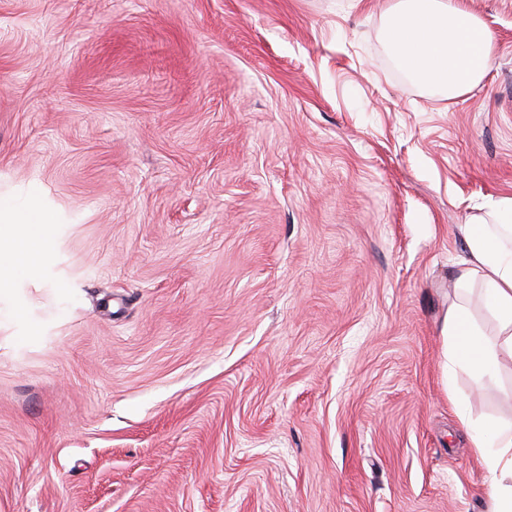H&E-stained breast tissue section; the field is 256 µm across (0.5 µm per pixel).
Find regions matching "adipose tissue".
<instances>
[{"instance_id":"1","label":"adipose tissue","mask_w":512,"mask_h":512,"mask_svg":"<svg viewBox=\"0 0 512 512\" xmlns=\"http://www.w3.org/2000/svg\"><path fill=\"white\" fill-rule=\"evenodd\" d=\"M385 28L405 72L451 98L478 85L494 62L492 32L455 0H394ZM465 242L471 259L458 271L443 334L450 363L482 378L500 354L512 356V197L475 216L466 226ZM475 290L499 323L500 340L486 339L471 324L467 300ZM470 444L487 474L488 512H512V430H500L493 452H486L483 432H472Z\"/></svg>"}]
</instances>
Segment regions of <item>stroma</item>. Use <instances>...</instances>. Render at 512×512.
I'll return each mask as SVG.
<instances>
[{
    "mask_svg": "<svg viewBox=\"0 0 512 512\" xmlns=\"http://www.w3.org/2000/svg\"><path fill=\"white\" fill-rule=\"evenodd\" d=\"M495 62L400 77L389 0H0V512H487L445 374L462 227L512 197Z\"/></svg>",
    "mask_w": 512,
    "mask_h": 512,
    "instance_id": "obj_1",
    "label": "stroma"
}]
</instances>
